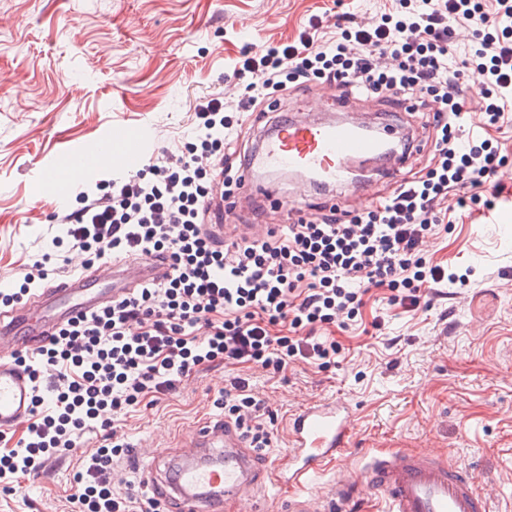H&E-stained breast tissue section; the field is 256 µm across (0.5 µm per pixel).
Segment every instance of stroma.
Returning a JSON list of instances; mask_svg holds the SVG:
<instances>
[{
  "instance_id": "obj_1",
  "label": "stroma",
  "mask_w": 512,
  "mask_h": 512,
  "mask_svg": "<svg viewBox=\"0 0 512 512\" xmlns=\"http://www.w3.org/2000/svg\"><path fill=\"white\" fill-rule=\"evenodd\" d=\"M373 19L374 0H0V289L21 264L52 250L63 229L47 223L55 199L34 168L91 144L115 125L150 129L158 145L183 130L189 102L213 88L234 99L224 69L241 48L280 43L308 23L314 7ZM496 211L465 217L424 248L453 260L465 281L425 310L405 313L371 289L361 309L371 335L336 338L350 353L323 369L296 362L279 374L249 364L218 365L120 420L147 458L189 445L199 425L221 418L224 379L248 378L275 414L254 482L224 512H290L299 492L275 484L266 463L281 458L287 429L306 404L345 400L352 444L325 462L311 499L363 477L364 457L397 449L429 452L471 472L491 512H512V222ZM74 467L20 476L0 512H62Z\"/></svg>"
}]
</instances>
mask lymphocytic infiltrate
Masks as SVG:
<instances>
[{
  "instance_id": "1",
  "label": "lymphocytic infiltrate",
  "mask_w": 512,
  "mask_h": 512,
  "mask_svg": "<svg viewBox=\"0 0 512 512\" xmlns=\"http://www.w3.org/2000/svg\"><path fill=\"white\" fill-rule=\"evenodd\" d=\"M464 31L471 43L460 41ZM455 57L461 68L450 66ZM230 75L243 86L237 101L217 90L196 97L187 132L160 156L51 214L86 267L154 254L170 272L19 356L36 394L24 433L0 431L1 493L20 475L65 464L83 434L100 431L103 444L74 475L73 512H165L148 494L112 488V470L128 453L116 423L130 407L217 362L276 373L298 360L335 363L341 347L328 327L347 328L374 288L389 289L390 304L408 312L439 295L458 275L425 255L423 240L439 237L462 209L493 208L506 191L496 176L512 159V0H381L374 23L350 11L327 26L308 23L288 42L244 49ZM314 80L345 98L433 107L414 148L422 166L375 206L325 204L265 240L217 239L209 227L233 211L253 150L249 118L263 107L279 128L285 119L269 90ZM69 273L68 259L43 254L22 266L19 287L0 302L18 303ZM215 405L248 447L268 448L274 415L247 379L232 378Z\"/></svg>"
}]
</instances>
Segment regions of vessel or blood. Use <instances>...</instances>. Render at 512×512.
<instances>
[{
  "instance_id": "vessel-or-blood-1",
  "label": "vessel or blood",
  "mask_w": 512,
  "mask_h": 512,
  "mask_svg": "<svg viewBox=\"0 0 512 512\" xmlns=\"http://www.w3.org/2000/svg\"><path fill=\"white\" fill-rule=\"evenodd\" d=\"M347 102L337 101V116L318 121L295 120L282 129L261 135L246 170V180L257 172L288 171L303 185L281 202L283 210H303L305 186L349 188L361 192L358 183H348L349 165L384 160L388 176L404 167L402 146L406 133L391 127L369 128L365 123L343 118ZM158 145L149 130L129 131L121 125L110 128L90 147L67 151L64 163L38 167L37 182L64 200L71 179L111 162L124 174L138 171ZM140 281L161 277L165 263L154 256L135 260ZM127 261L112 264L114 277H123ZM97 276L82 270L74 277L33 291L25 304L0 310V343L10 344L17 355L29 353L49 342L61 319L73 318L110 304L120 296L116 287L99 288ZM33 383L29 372L16 359H0V431L28 416L33 408ZM353 416L341 400L308 404L288 428L287 452L274 465L276 483L305 487L320 473L325 459L338 457L353 437ZM197 446L204 452L222 449L223 459H184L172 483L150 481L171 512H223L224 503L250 484L253 454L238 429L227 420L204 423L197 430ZM365 483L343 481L333 489L325 507L305 501L293 512H340L342 506L361 497L364 490L382 492L387 512H489L473 476L454 470L429 453L398 450L374 456L365 465Z\"/></svg>"
}]
</instances>
